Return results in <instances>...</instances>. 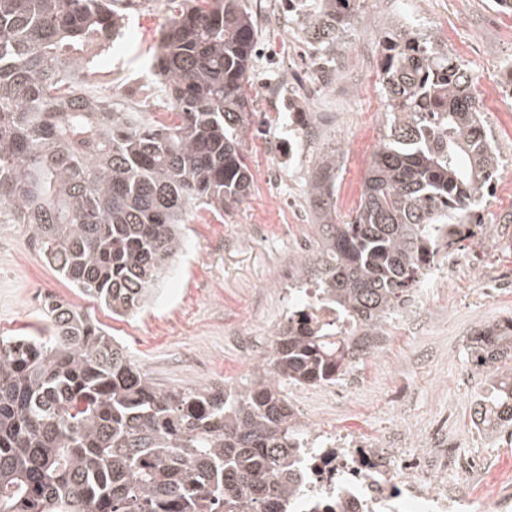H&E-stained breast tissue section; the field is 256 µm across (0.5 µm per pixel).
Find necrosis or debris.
Listing matches in <instances>:
<instances>
[{
    "label": "necrosis or debris",
    "instance_id": "1",
    "mask_svg": "<svg viewBox=\"0 0 512 512\" xmlns=\"http://www.w3.org/2000/svg\"><path fill=\"white\" fill-rule=\"evenodd\" d=\"M301 492L287 498L286 512H467L464 482L448 483L442 468L401 448L375 447L370 433L319 431L299 450Z\"/></svg>",
    "mask_w": 512,
    "mask_h": 512
}]
</instances>
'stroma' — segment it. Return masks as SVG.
<instances>
[{
	"instance_id": "obj_1",
	"label": "stroma",
	"mask_w": 512,
	"mask_h": 512,
	"mask_svg": "<svg viewBox=\"0 0 512 512\" xmlns=\"http://www.w3.org/2000/svg\"><path fill=\"white\" fill-rule=\"evenodd\" d=\"M187 0H125V26L94 61L112 73V98L145 102L147 62L162 28ZM260 49L248 87L253 123L241 135L254 179L244 203L224 212L193 210L182 254L161 276L149 306L120 319L46 265L30 249L23 224H0V336L36 334L43 326L36 288L69 300L104 325L156 385L250 384L262 369L247 360L243 330L255 341L281 325L291 308L279 272L316 253L321 238L309 202V176L323 155L336 160L337 220L357 209L369 164L384 139L387 103L361 89L378 85L387 33L406 29L434 38L437 48L475 79L484 128L500 169L482 200L473 238L457 245L447 285L424 279L425 308H404L387 326L377 353L333 384L283 383L301 427L336 424L366 429L383 446L423 449L430 464L447 462L449 482L470 476V494L484 484L512 501V431L487 432L474 422L476 402L493 388L474 365L479 331L512 318V11L496 0H358L336 49V75L321 85L314 54L286 0H245ZM447 40H440V29ZM497 283L474 306L476 280Z\"/></svg>"
}]
</instances>
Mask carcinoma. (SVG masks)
<instances>
[{"mask_svg": "<svg viewBox=\"0 0 512 512\" xmlns=\"http://www.w3.org/2000/svg\"><path fill=\"white\" fill-rule=\"evenodd\" d=\"M117 0H0V224H26L39 254L117 317L140 308L182 251L192 210L249 195L241 133L256 50L244 0H201L163 29L149 94L171 111L112 104L84 78L112 45ZM331 63L356 0H288ZM389 106L354 215L336 223V161L310 175L322 248L311 281L341 325L302 314L277 329L271 369L242 388H163L91 315L51 297L39 336H0V512H278L299 488L303 430L281 383L333 384L375 352L441 251L474 236L500 160L473 78L428 37L388 34ZM480 367L512 357V319L474 339ZM475 415L512 425V375Z\"/></svg>", "mask_w": 512, "mask_h": 512, "instance_id": "1", "label": "carcinoma"}]
</instances>
